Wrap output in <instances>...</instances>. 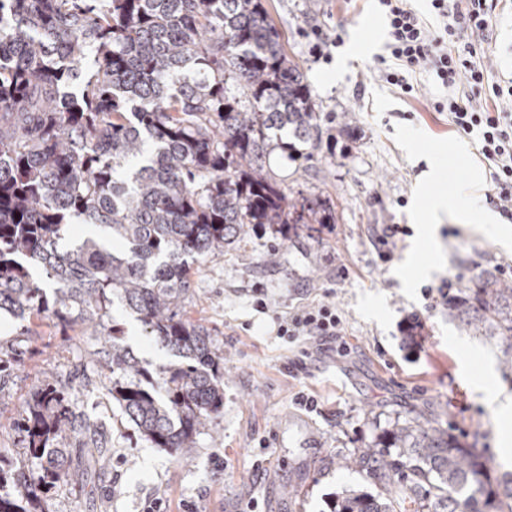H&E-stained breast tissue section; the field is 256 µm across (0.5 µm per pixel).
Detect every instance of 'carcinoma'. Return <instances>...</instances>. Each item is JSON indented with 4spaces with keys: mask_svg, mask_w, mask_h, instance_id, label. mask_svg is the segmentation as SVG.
<instances>
[{
    "mask_svg": "<svg viewBox=\"0 0 512 512\" xmlns=\"http://www.w3.org/2000/svg\"><path fill=\"white\" fill-rule=\"evenodd\" d=\"M319 133L261 0H0V310L92 329L97 370L139 435L172 453L195 447L224 409V357L185 314L191 273L250 224L330 223V208L288 196L266 166L277 147L312 160ZM73 224L101 236L67 246ZM116 301L183 362L142 365L112 326ZM445 306L512 370V282L497 266ZM74 419V401L44 379L15 421L19 459L0 465L16 490L0 493V512H45L39 490L88 475L60 448ZM336 468L381 491L345 489L330 512H512V471L491 478L481 451L422 410Z\"/></svg>",
    "mask_w": 512,
    "mask_h": 512,
    "instance_id": "cac0c4a2",
    "label": "carcinoma"
}]
</instances>
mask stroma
<instances>
[{"label": "stroma", "instance_id": "1", "mask_svg": "<svg viewBox=\"0 0 512 512\" xmlns=\"http://www.w3.org/2000/svg\"><path fill=\"white\" fill-rule=\"evenodd\" d=\"M297 61L320 112L321 136L312 161L271 164L285 192L329 205L332 224H298L281 230L262 224L206 259L192 275L185 309L224 351V412L180 454L153 447L135 431L85 355L96 337L54 326L49 318L28 322L0 311V358L13 345L24 356L0 381V455L19 450L13 421L25 400L51 377L77 399L79 418L100 425L107 468L75 483L61 479L44 491L47 512H143L153 497L167 512H329L343 488L377 492L364 475L339 471L336 455L379 440L389 421L420 409L462 442L483 451L492 475L503 471L499 432L512 418L493 419L485 389L512 394V371L503 372L500 349L481 336L461 333L434 289L443 280L469 277L472 264L494 260L512 277V244L502 245L493 227L442 223L433 252H424L421 190L456 195L471 167L483 161L473 137H462L434 112L438 88L415 76L422 89L412 98L372 71L388 40L385 16L375 0H262ZM335 40L330 59L312 52L313 29ZM366 50L337 74L336 60L355 43ZM465 141L467 155L456 152ZM400 224L410 233L390 260H382L369 229ZM427 265L426 274L409 262ZM262 287L288 309L323 299L345 319L349 350L308 371L293 370L294 352L276 339L268 314L252 306ZM420 321L418 344L403 328ZM112 322L133 355L149 369L176 363L171 351L148 336L122 306ZM31 334L19 339L21 325ZM316 397L307 411L293 404L297 392Z\"/></svg>", "mask_w": 512, "mask_h": 512}]
</instances>
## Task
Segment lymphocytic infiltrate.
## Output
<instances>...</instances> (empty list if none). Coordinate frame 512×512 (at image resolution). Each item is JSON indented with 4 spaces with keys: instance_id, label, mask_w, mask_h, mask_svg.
I'll return each mask as SVG.
<instances>
[{
    "instance_id": "lymphocytic-infiltrate-1",
    "label": "lymphocytic infiltrate",
    "mask_w": 512,
    "mask_h": 512,
    "mask_svg": "<svg viewBox=\"0 0 512 512\" xmlns=\"http://www.w3.org/2000/svg\"><path fill=\"white\" fill-rule=\"evenodd\" d=\"M388 20V53L378 56L374 73L404 94L415 91L410 76L429 75L443 97L432 100L458 133L474 137L486 161L491 184L486 201L512 220V84L493 80L496 18L503 0H430L437 25L419 18L410 0H379ZM256 311L272 314L276 335L296 348L297 369L338 354L345 327L335 304L317 302L283 312L272 308L266 293L255 290Z\"/></svg>"
}]
</instances>
